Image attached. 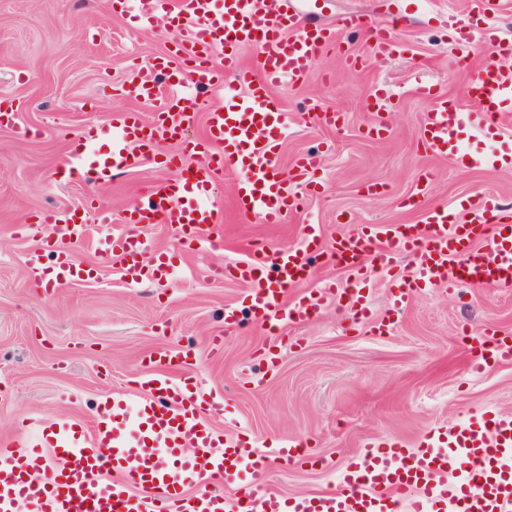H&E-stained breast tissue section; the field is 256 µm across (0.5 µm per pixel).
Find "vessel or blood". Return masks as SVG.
Segmentation results:
<instances>
[{
  "label": "vessel or blood",
  "instance_id": "b4317fda",
  "mask_svg": "<svg viewBox=\"0 0 512 512\" xmlns=\"http://www.w3.org/2000/svg\"><path fill=\"white\" fill-rule=\"evenodd\" d=\"M133 0L134 19L153 26L176 19L181 36L166 67L173 93L160 98L153 70L139 72L128 88L138 100H159L151 120L138 113H121L117 123L85 131L72 145L69 177L98 183L113 173L139 166L158 136L176 133L188 113L178 112L179 87L218 85L224 74L237 78L244 91L225 100L207 115V137L199 152L170 154L168 163L182 172L178 181L149 184L145 205L113 218L96 207L99 223L112 224L97 250L105 260H119L127 284L166 276L164 262L144 269L138 261L150 245L139 229L145 224L168 225L175 235L199 245L211 242L220 221L221 203L214 185L226 172L238 173L234 199L243 216L265 224L281 223L315 193L322 169L319 156H299L290 172H282L277 147L287 131L286 116L270 99L273 86L296 85L329 50H340L334 28L298 24L282 35L284 22H297L299 0ZM372 47L386 53L399 49L394 27L377 24ZM259 48L258 73L242 66L241 47ZM468 92L484 102L479 118L462 112L448 97L434 98L422 119V140L437 157H455L477 164L462 153L460 134L471 126L482 134H497L512 122L501 103L512 97V70L488 61L471 78ZM38 224L51 226L65 250L56 254L50 271H43L39 252L29 254L32 277H45L55 287L91 279L77 263L70 245L87 236V224L75 209L40 212ZM319 227L302 226L288 250L268 255L252 246L247 259L214 268V278L233 277L246 284L256 319L267 330L302 324L318 312L321 298L337 294L335 283L318 292L292 296L311 273L320 254ZM407 252L417 253L413 269L390 290L393 309H402L421 288L512 287V218L500 215L490 196L456 210L442 204L432 209L423 227L370 224L337 239L331 252L336 265L351 274L345 289L356 305V322H369L376 334L392 325L373 316L363 258L383 270L392 269ZM485 350L497 364H512V337L490 334ZM182 364L160 359L143 376L149 394L130 404L113 394L105 415L90 433L62 428L45 437L58 458L48 468L44 448L24 437L0 442V512H512V417L485 413L462 425L427 432L413 447L370 440L341 473L340 489H322L283 497L271 485L273 467L300 461L302 442L289 441L267 454L242 447L239 439L218 440L210 424L223 416L224 403L213 394L189 389L182 382ZM219 476L223 490L208 488Z\"/></svg>",
  "mask_w": 512,
  "mask_h": 512
}]
</instances>
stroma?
Listing matches in <instances>:
<instances>
[{
    "instance_id": "stroma-1",
    "label": "stroma",
    "mask_w": 512,
    "mask_h": 512,
    "mask_svg": "<svg viewBox=\"0 0 512 512\" xmlns=\"http://www.w3.org/2000/svg\"><path fill=\"white\" fill-rule=\"evenodd\" d=\"M112 2L0 0V111L14 112L18 125L31 130L23 137L0 126V440L15 438L23 422L34 443L48 427L81 428L115 392L138 399L147 390L142 365L161 349L194 351L185 367L190 384L228 397L217 430L262 447L288 439L309 444V461L272 472L274 487L287 497L339 485L343 466L366 439L410 446L429 429L481 411L512 415V365L489 359L479 372L473 365L486 331L512 334V288L468 289L464 305L447 287L424 288L395 312L391 279L373 269V312L391 315L392 332L376 336L354 324L352 300L330 296L312 320L286 328L294 345L280 347L273 365L261 367L255 357L272 336L253 321L247 286L209 276L213 267L246 259L250 246L288 248L303 224L320 225L329 247L359 225H421L440 204L482 195L512 211V166L469 168L431 155L421 142L431 95L453 97L466 112L480 109L465 86L489 54L457 39L458 29L482 23L472 0H319V22L358 19L343 54L360 64L349 70L342 55L329 53L301 84L271 91L288 116L282 170L302 154L322 159V184L305 210L279 224L242 217L228 173L216 187L224 216L211 247L178 245L162 224L143 227L151 243L145 262L165 257L176 277L131 286L118 265L76 246L75 258L96 267L97 277L40 288L26 268L29 253L53 238L50 228L34 227L39 212L79 206L91 196L117 216L141 205L145 185L177 175L160 163L119 173L107 185L57 175L70 142L85 130L122 112L147 118L157 108L121 89L166 56L176 35L132 21ZM394 18L399 52L372 51L368 27ZM416 72L430 96L412 91ZM236 86L230 75L223 89L191 94L196 118L184 141L205 137L207 113L223 107ZM385 93L392 96L387 130L376 136L367 131V103ZM327 110L341 112L342 120L323 123L318 115ZM25 224L30 234L22 233ZM228 305L241 326L225 327Z\"/></svg>"
}]
</instances>
